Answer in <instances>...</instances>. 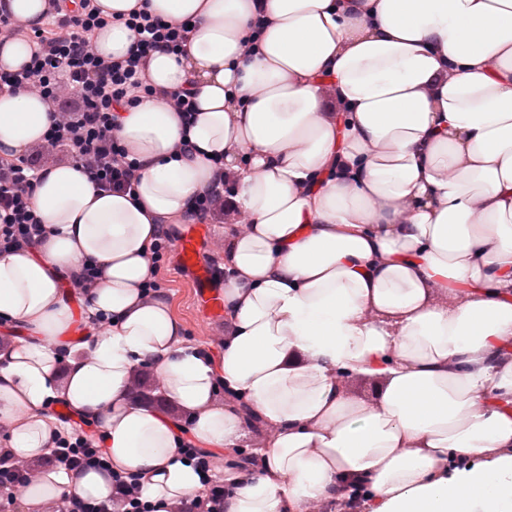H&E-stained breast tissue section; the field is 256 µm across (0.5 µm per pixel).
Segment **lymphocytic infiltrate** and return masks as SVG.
<instances>
[{"instance_id": "lymphocytic-infiltrate-1", "label": "lymphocytic infiltrate", "mask_w": 512, "mask_h": 512, "mask_svg": "<svg viewBox=\"0 0 512 512\" xmlns=\"http://www.w3.org/2000/svg\"><path fill=\"white\" fill-rule=\"evenodd\" d=\"M125 23L136 41L125 60L112 62L91 47L95 31L108 24L94 0H78L71 11L51 12L45 27L32 31L1 14L0 33H28L35 48L20 70L0 71V93L29 91L53 102L44 146L65 150L98 189L131 194L139 165L112 135L115 109L149 94L141 78L143 60L160 49L179 51L189 29L168 25L142 9L129 14ZM42 170V164L24 156L0 160V253L35 248L44 238L46 226L33 205ZM50 456L55 468L71 474L106 462L99 440L79 434L59 437ZM113 486L114 502L67 496L65 512H146L133 478L114 477Z\"/></svg>"}]
</instances>
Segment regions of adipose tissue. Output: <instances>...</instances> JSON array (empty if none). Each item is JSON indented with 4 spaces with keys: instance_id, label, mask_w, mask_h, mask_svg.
Segmentation results:
<instances>
[{
    "instance_id": "obj_1",
    "label": "adipose tissue",
    "mask_w": 512,
    "mask_h": 512,
    "mask_svg": "<svg viewBox=\"0 0 512 512\" xmlns=\"http://www.w3.org/2000/svg\"><path fill=\"white\" fill-rule=\"evenodd\" d=\"M96 3L108 60L135 40L121 15L192 29L179 54L148 58L152 95L119 109L135 195L96 190L73 161L47 166L33 195L45 239L0 253V325L28 333L0 349L6 453L47 454V411L64 405L107 458L40 474L22 489L29 512L108 499L118 474L171 512L218 472L224 512H311L356 488L367 512H512V0ZM183 90L188 123L167 102ZM52 112L0 94V157L40 143ZM218 161L248 224L224 238L212 358L147 284L161 225L193 214ZM88 266L83 302L110 329L71 344L61 283ZM143 366L188 429L130 401ZM355 377L373 397L350 392ZM246 408L268 430L261 466L226 473Z\"/></svg>"
}]
</instances>
